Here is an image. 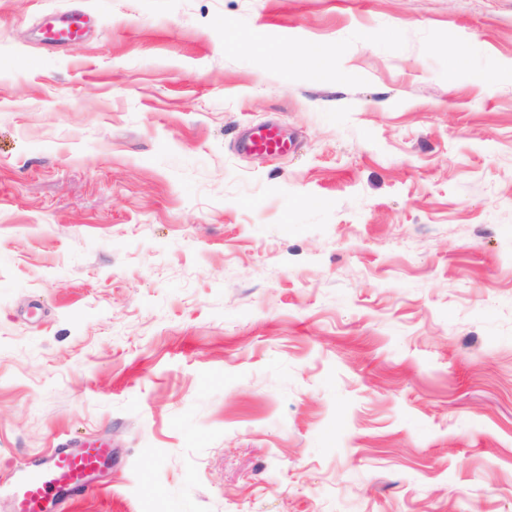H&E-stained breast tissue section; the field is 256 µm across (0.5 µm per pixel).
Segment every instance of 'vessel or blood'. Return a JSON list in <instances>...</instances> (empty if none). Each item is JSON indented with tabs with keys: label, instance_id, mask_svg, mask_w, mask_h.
<instances>
[{
	"label": "vessel or blood",
	"instance_id": "b4317fda",
	"mask_svg": "<svg viewBox=\"0 0 512 512\" xmlns=\"http://www.w3.org/2000/svg\"><path fill=\"white\" fill-rule=\"evenodd\" d=\"M83 25L82 17L75 15L50 18L44 39L52 44L70 41L80 36ZM242 147L270 156L289 149L287 140L271 127L255 128ZM106 454L103 447L54 449L37 464L14 468L7 480L0 481V497L9 499L12 512H47L52 493L67 497L87 494L88 477L104 463Z\"/></svg>",
	"mask_w": 512,
	"mask_h": 512
}]
</instances>
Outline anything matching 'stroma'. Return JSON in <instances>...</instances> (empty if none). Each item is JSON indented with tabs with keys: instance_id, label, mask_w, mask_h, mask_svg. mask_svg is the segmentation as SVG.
<instances>
[{
	"instance_id": "1",
	"label": "stroma",
	"mask_w": 512,
	"mask_h": 512,
	"mask_svg": "<svg viewBox=\"0 0 512 512\" xmlns=\"http://www.w3.org/2000/svg\"><path fill=\"white\" fill-rule=\"evenodd\" d=\"M95 441L53 512H512V0H0V474ZM83 25L84 21L80 16L50 18L45 25L44 40L52 44L65 43L79 37ZM242 148L248 152L280 156L288 151V141L272 127L255 128L250 136L243 142Z\"/></svg>"
}]
</instances>
